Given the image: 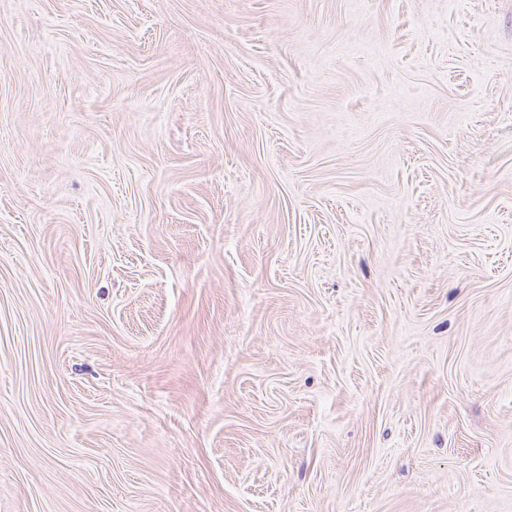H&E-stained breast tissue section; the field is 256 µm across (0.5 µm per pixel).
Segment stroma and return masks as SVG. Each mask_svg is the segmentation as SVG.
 Listing matches in <instances>:
<instances>
[{
    "label": "stroma",
    "mask_w": 512,
    "mask_h": 512,
    "mask_svg": "<svg viewBox=\"0 0 512 512\" xmlns=\"http://www.w3.org/2000/svg\"><path fill=\"white\" fill-rule=\"evenodd\" d=\"M0 512H512V0H0Z\"/></svg>",
    "instance_id": "stroma-1"
}]
</instances>
